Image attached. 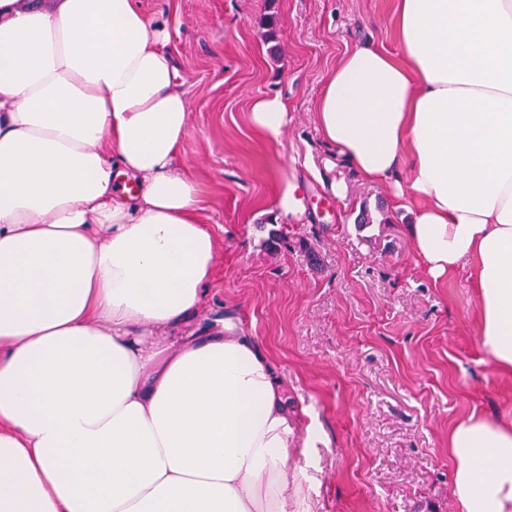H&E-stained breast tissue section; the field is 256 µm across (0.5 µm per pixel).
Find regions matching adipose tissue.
Listing matches in <instances>:
<instances>
[{
  "label": "adipose tissue",
  "mask_w": 512,
  "mask_h": 512,
  "mask_svg": "<svg viewBox=\"0 0 512 512\" xmlns=\"http://www.w3.org/2000/svg\"><path fill=\"white\" fill-rule=\"evenodd\" d=\"M396 37L345 54L315 123L365 180L404 174L416 256L470 269L512 373V0H396ZM168 38L138 0H0V512H289L319 439L253 337L192 329L220 244ZM251 121L279 143L287 108ZM448 451L458 512H512V424Z\"/></svg>",
  "instance_id": "obj_1"
}]
</instances>
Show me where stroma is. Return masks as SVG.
I'll list each match as a JSON object with an SVG mask.
<instances>
[{
	"mask_svg": "<svg viewBox=\"0 0 512 512\" xmlns=\"http://www.w3.org/2000/svg\"><path fill=\"white\" fill-rule=\"evenodd\" d=\"M139 2L168 27L189 112L176 164L201 182L202 218L221 243L199 325L225 318L254 336L322 437L295 449L289 499L310 512H457L448 434L472 414L511 422L512 375L478 345L467 272L433 281L393 180H362L313 119L345 53H398L395 0ZM270 13L275 54L261 25ZM263 96L290 116L274 145L250 121ZM290 183L297 216L278 209Z\"/></svg>",
	"mask_w": 512,
	"mask_h": 512,
	"instance_id": "stroma-1",
	"label": "stroma"
}]
</instances>
